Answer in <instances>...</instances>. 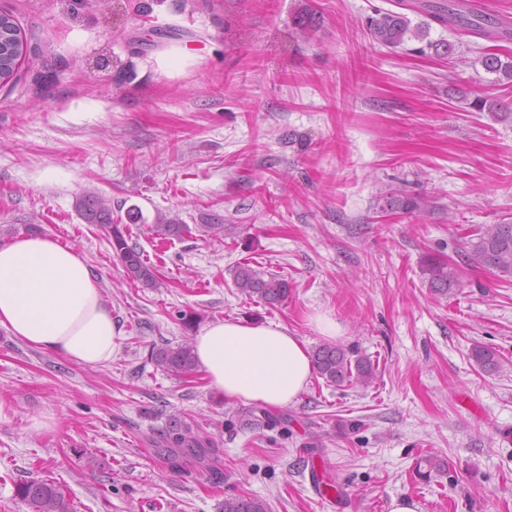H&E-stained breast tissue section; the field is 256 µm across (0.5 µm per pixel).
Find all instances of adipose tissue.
<instances>
[{"mask_svg": "<svg viewBox=\"0 0 512 512\" xmlns=\"http://www.w3.org/2000/svg\"><path fill=\"white\" fill-rule=\"evenodd\" d=\"M0 327L81 365L111 360L117 327L82 253L42 235L0 246ZM209 385L272 409L293 403L313 369L303 340L273 323L212 322L192 341Z\"/></svg>", "mask_w": 512, "mask_h": 512, "instance_id": "adipose-tissue-1", "label": "adipose tissue"}]
</instances>
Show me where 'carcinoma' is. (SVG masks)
Masks as SVG:
<instances>
[{
    "label": "carcinoma",
    "instance_id": "1",
    "mask_svg": "<svg viewBox=\"0 0 512 512\" xmlns=\"http://www.w3.org/2000/svg\"><path fill=\"white\" fill-rule=\"evenodd\" d=\"M430 21L411 25V19L400 12L379 11L377 16L367 19L366 25L372 39L388 47H399L409 39L422 43L416 48L419 53L431 51L436 55L450 56L455 45L445 39H429L430 22L444 28L473 33H491L498 38L512 36V29L506 25L492 26L491 19L455 0H432L422 5ZM27 56V44L11 15L0 14V76H14L20 59ZM478 63L488 73L500 74L512 81V60L504 62L496 54H487ZM380 208L414 214L427 207L424 197L403 191L383 195ZM77 211L87 224H100L109 228L112 250L120 259L126 276L143 288H155L159 284L156 269L148 263L141 251L128 244L120 225L113 222L112 207L100 196L88 195L77 201ZM465 261L468 265L481 268L500 280L512 278V222L480 224L468 229L466 235ZM431 292L447 296L459 286L456 269L446 260L434 258L422 268ZM234 284L252 298L274 305L288 297V280L269 273L257 271L247 264H240L234 270ZM474 363L487 374L499 366L496 350L475 346L471 350ZM151 360L166 372L188 375L196 367V360L189 343L176 346L167 344L152 350ZM315 372L326 383L343 387L352 384H368L375 373L371 359L358 350L332 343H321L312 351ZM163 441L169 448H199V440L190 427L177 417L171 420ZM16 497L32 509V512H72L70 503L58 485L52 480H26L15 485ZM222 512H268L267 504L254 497H230L224 499Z\"/></svg>",
    "mask_w": 512,
    "mask_h": 512
}]
</instances>
